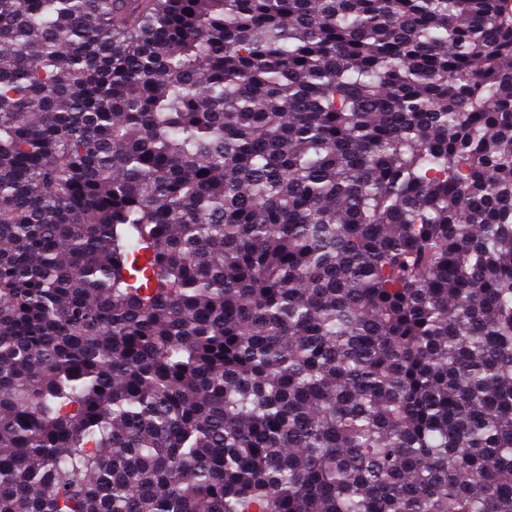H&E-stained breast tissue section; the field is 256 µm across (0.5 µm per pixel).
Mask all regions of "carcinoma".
<instances>
[{
    "label": "carcinoma",
    "instance_id": "carcinoma-1",
    "mask_svg": "<svg viewBox=\"0 0 512 512\" xmlns=\"http://www.w3.org/2000/svg\"><path fill=\"white\" fill-rule=\"evenodd\" d=\"M0 512H512V0H0Z\"/></svg>",
    "mask_w": 512,
    "mask_h": 512
}]
</instances>
